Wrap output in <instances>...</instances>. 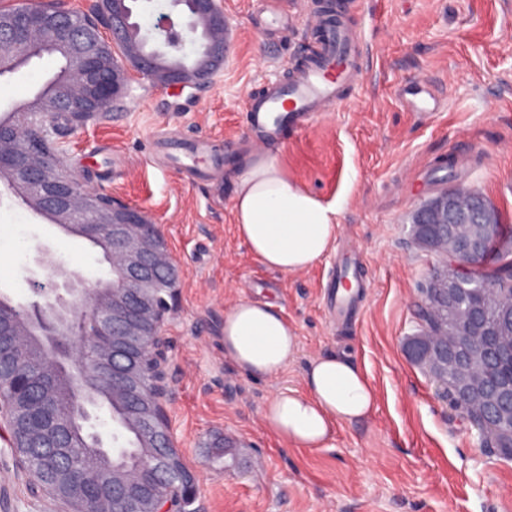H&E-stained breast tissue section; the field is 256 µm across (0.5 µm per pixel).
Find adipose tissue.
<instances>
[{
    "label": "adipose tissue",
    "instance_id": "obj_1",
    "mask_svg": "<svg viewBox=\"0 0 512 512\" xmlns=\"http://www.w3.org/2000/svg\"><path fill=\"white\" fill-rule=\"evenodd\" d=\"M339 203L324 200L290 177L272 155H256L239 177L233 199L236 230L264 266L307 270L331 249ZM299 353L294 327L272 302L246 300L224 314V355L251 377L270 379ZM378 393L365 372L344 355L310 360L299 389L272 395L266 429L297 448H328L337 424L367 420Z\"/></svg>",
    "mask_w": 512,
    "mask_h": 512
}]
</instances>
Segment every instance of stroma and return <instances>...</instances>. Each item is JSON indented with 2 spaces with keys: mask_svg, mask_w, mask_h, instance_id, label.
<instances>
[{
  "mask_svg": "<svg viewBox=\"0 0 512 512\" xmlns=\"http://www.w3.org/2000/svg\"><path fill=\"white\" fill-rule=\"evenodd\" d=\"M264 0H221L233 31L224 68L204 89L175 92L135 76L132 96L64 132L68 168L158 224L181 269L179 304L166 324L168 405L185 465L199 470L195 512H512V459L481 450L476 431L406 355L417 301L441 259L418 247L414 211L447 188L481 193L512 227V0H360L345 16L361 30L366 78L340 105L264 145L289 175L343 199L333 249L314 267L265 268L238 238L236 182L256 154L245 103L288 81L312 43L319 0H282L289 22L255 26ZM55 56L0 75V116L34 99L58 72ZM427 80L433 117L409 111L401 83ZM203 138L210 168H173L162 144ZM458 162L449 176L439 162ZM24 221L21 252L0 250V291L28 301L34 247L53 240L88 278L108 277L100 248L61 232L0 180V237ZM362 286L350 316L334 312L333 267ZM245 299L275 304L295 326L300 353L257 380L224 356V314ZM347 352L375 385L368 420L342 424L330 448H294L270 435L262 412L302 388L309 360ZM232 444L215 459L212 447ZM0 512H55L0 440Z\"/></svg>",
  "mask_w": 512,
  "mask_h": 512,
  "instance_id": "1",
  "label": "stroma"
}]
</instances>
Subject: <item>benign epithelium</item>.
<instances>
[{
	"instance_id": "benign-epithelium-1",
	"label": "benign epithelium",
	"mask_w": 512,
	"mask_h": 512,
	"mask_svg": "<svg viewBox=\"0 0 512 512\" xmlns=\"http://www.w3.org/2000/svg\"><path fill=\"white\" fill-rule=\"evenodd\" d=\"M105 21L78 22L64 11L47 13L32 0L23 11L0 10V47L15 56L28 54L29 41L60 42L76 48L67 91L43 102L36 112H11L0 118V174L18 179L39 200V214L63 230L93 243L108 244L112 292L95 291L98 281L61 266L51 248L36 247L45 281L30 277L36 299L19 303L28 314L16 320L0 309V439L13 448L20 464L70 512H195L196 470L174 475L182 457L174 444L167 410L165 365L166 316L178 302L180 268L158 227L144 211L87 187L62 161L56 137L78 127L130 96L134 70L171 88L199 85L224 68V40L212 41L192 68L155 69L151 59L134 55L130 66L118 62L116 48L129 27L127 0H99ZM194 17L212 31L228 29L220 0H194ZM161 48L185 44L171 14L157 23ZM418 244L444 257L425 289L421 306L439 303L457 311L455 326L443 343L429 344L435 323L428 317L409 337L405 351L425 365L437 386L453 375L457 404L477 431L480 447L492 446L490 431L512 444V382L492 379L505 355L512 356V299L500 302L499 320L484 318V299L468 297L488 290L473 276L486 256L499 224V213L476 192L446 189L428 200L413 217ZM53 336L68 367L76 369L69 394L79 398L87 379L95 378L126 395V411L141 425L139 439L155 452L135 477L112 481V490L71 473L65 483H49L44 472L27 463L29 448H64L72 433L85 431L92 448L118 440L106 433L101 416L87 411L78 418L62 405L50 381L57 373L55 353L45 354L41 372L26 365L29 337Z\"/></svg>"
}]
</instances>
